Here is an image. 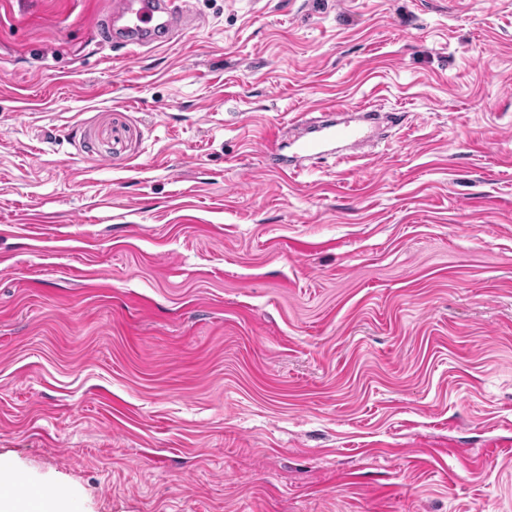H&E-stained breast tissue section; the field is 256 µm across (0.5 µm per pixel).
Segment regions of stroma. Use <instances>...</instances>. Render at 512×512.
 <instances>
[{
  "mask_svg": "<svg viewBox=\"0 0 512 512\" xmlns=\"http://www.w3.org/2000/svg\"><path fill=\"white\" fill-rule=\"evenodd\" d=\"M193 2L129 58L112 0H0V458L80 512H512V0ZM354 120L329 115L317 125L297 124V135L293 141L295 153L288 159V171L301 174L302 162L314 155L327 152V148L339 145L342 150L350 149L374 137L377 112L369 107H359Z\"/></svg>",
  "mask_w": 512,
  "mask_h": 512,
  "instance_id": "stroma-1",
  "label": "stroma"
}]
</instances>
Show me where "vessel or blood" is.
<instances>
[{"label":"vessel or blood","mask_w":512,"mask_h":512,"mask_svg":"<svg viewBox=\"0 0 512 512\" xmlns=\"http://www.w3.org/2000/svg\"><path fill=\"white\" fill-rule=\"evenodd\" d=\"M193 0H113L112 10L105 24L113 42L124 49L127 56H139L143 49L158 48L170 42L174 33L187 25L197 24ZM376 111L361 107L355 119L330 116L317 125L297 124L293 142L295 153L283 160L276 147H269L270 166H287L290 173H299L304 160L326 152L330 146L347 150L374 136ZM26 482L7 461L0 460V496L16 497L17 512H43L47 500L39 490H28L26 496L16 491Z\"/></svg>","instance_id":"b4317fda"}]
</instances>
